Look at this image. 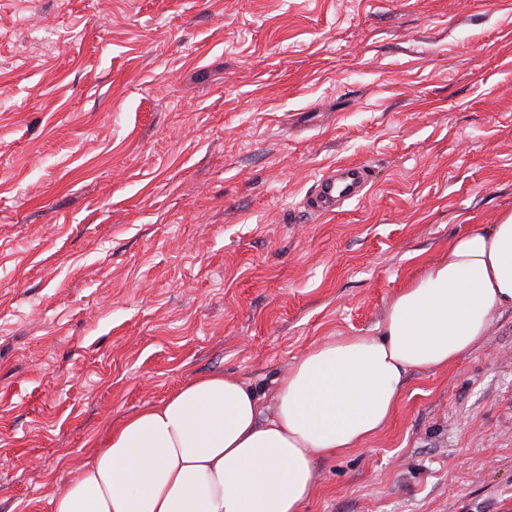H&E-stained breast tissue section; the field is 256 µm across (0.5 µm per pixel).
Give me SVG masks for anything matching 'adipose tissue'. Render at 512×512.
Returning <instances> with one entry per match:
<instances>
[{
  "mask_svg": "<svg viewBox=\"0 0 512 512\" xmlns=\"http://www.w3.org/2000/svg\"><path fill=\"white\" fill-rule=\"evenodd\" d=\"M512 309V215L448 243L376 336L324 342L279 378L273 416L245 382L195 376L113 425L53 512H303L313 462L363 447L413 369L448 368Z\"/></svg>",
  "mask_w": 512,
  "mask_h": 512,
  "instance_id": "1",
  "label": "adipose tissue"
}]
</instances>
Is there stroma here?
Instances as JSON below:
<instances>
[{
    "instance_id": "1",
    "label": "stroma",
    "mask_w": 512,
    "mask_h": 512,
    "mask_svg": "<svg viewBox=\"0 0 512 512\" xmlns=\"http://www.w3.org/2000/svg\"><path fill=\"white\" fill-rule=\"evenodd\" d=\"M351 161L367 194L313 216ZM511 214L512 0H0V512L191 377L272 411ZM314 479L304 512H512V309ZM370 168L364 163H343L317 178L310 195L311 212L325 217L344 203L362 198L370 188Z\"/></svg>"
}]
</instances>
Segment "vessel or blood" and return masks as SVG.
I'll list each match as a JSON object with an SVG mask.
<instances>
[{
  "label": "vessel or blood",
  "instance_id": "1",
  "mask_svg": "<svg viewBox=\"0 0 512 512\" xmlns=\"http://www.w3.org/2000/svg\"><path fill=\"white\" fill-rule=\"evenodd\" d=\"M372 183L370 169L362 163H344L315 181L310 195L313 214H334L343 204L362 198Z\"/></svg>",
  "mask_w": 512,
  "mask_h": 512
}]
</instances>
